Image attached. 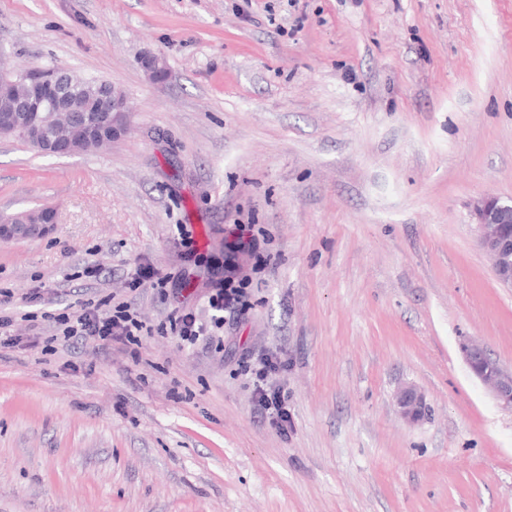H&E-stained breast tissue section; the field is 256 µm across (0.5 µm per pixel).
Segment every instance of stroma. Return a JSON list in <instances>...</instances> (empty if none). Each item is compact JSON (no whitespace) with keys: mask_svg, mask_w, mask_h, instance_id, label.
I'll return each instance as SVG.
<instances>
[{"mask_svg":"<svg viewBox=\"0 0 512 512\" xmlns=\"http://www.w3.org/2000/svg\"><path fill=\"white\" fill-rule=\"evenodd\" d=\"M0 66L64 68L130 107L99 151L0 136V213L56 217L0 241L14 312L113 295L207 321L225 280L249 292L220 348L50 355L52 325L16 321L0 512H512V410L460 351L472 337L512 371V288L472 216L512 197V0H0ZM142 264L167 295L129 291ZM266 357L287 366L284 434L256 403ZM405 383L421 422L397 412ZM396 405L405 421L418 422L423 418L427 402L424 394L415 387L405 386L396 394Z\"/></svg>","mask_w":512,"mask_h":512,"instance_id":"stroma-1","label":"stroma"}]
</instances>
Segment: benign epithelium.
Here are the masks:
<instances>
[{
	"mask_svg": "<svg viewBox=\"0 0 512 512\" xmlns=\"http://www.w3.org/2000/svg\"><path fill=\"white\" fill-rule=\"evenodd\" d=\"M140 64L153 81L165 79L166 67L159 56L146 53ZM76 81L78 78L57 68H31L18 75L1 69L0 132L23 125L32 134L37 150L47 155H72L94 149L98 132L77 119L78 109L66 92L67 86ZM45 110L54 113V133L50 136L41 134L39 114ZM95 111L105 114L112 135L126 130L128 108L119 89L109 86L99 93ZM472 214L479 246L491 257L496 279L512 288V228L507 232L503 229L505 224L512 225V200L484 196L473 204ZM52 229L53 225L41 223L29 210L15 212L0 225V241L41 238ZM461 351L466 364L497 402L512 409V371H505L484 345L469 338L461 342ZM396 405L405 421L418 422L427 402L415 387L405 386L396 394Z\"/></svg>",
	"mask_w": 512,
	"mask_h": 512,
	"instance_id": "benign-epithelium-1",
	"label": "benign epithelium"
}]
</instances>
